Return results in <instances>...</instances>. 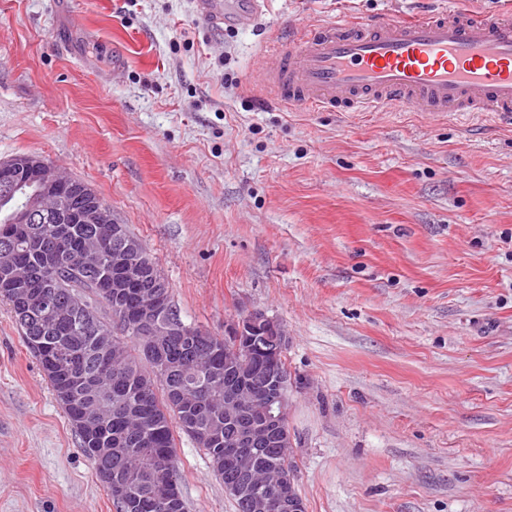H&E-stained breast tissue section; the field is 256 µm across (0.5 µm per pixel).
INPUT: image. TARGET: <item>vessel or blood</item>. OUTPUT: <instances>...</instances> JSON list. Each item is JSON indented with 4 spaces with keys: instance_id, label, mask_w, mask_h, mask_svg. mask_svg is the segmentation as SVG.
Listing matches in <instances>:
<instances>
[{
    "instance_id": "vessel-or-blood-1",
    "label": "vessel or blood",
    "mask_w": 512,
    "mask_h": 512,
    "mask_svg": "<svg viewBox=\"0 0 512 512\" xmlns=\"http://www.w3.org/2000/svg\"><path fill=\"white\" fill-rule=\"evenodd\" d=\"M262 0H200L212 23L255 22ZM262 83L281 106L512 114V19L433 12L343 20L295 32L268 52Z\"/></svg>"
}]
</instances>
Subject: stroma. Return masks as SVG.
Instances as JSON below:
<instances>
[{"label":"stroma","instance_id":"stroma-1","mask_svg":"<svg viewBox=\"0 0 512 512\" xmlns=\"http://www.w3.org/2000/svg\"><path fill=\"white\" fill-rule=\"evenodd\" d=\"M512 16V0H0V160L90 183L185 324L286 329L306 512H512V124L492 112H310L267 47L346 17ZM186 512H235L176 434ZM0 512H116L0 302ZM265 0H200L199 9L212 23L228 25L255 22L262 12Z\"/></svg>","mask_w":512,"mask_h":512}]
</instances>
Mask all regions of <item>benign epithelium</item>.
I'll return each instance as SVG.
<instances>
[{
    "mask_svg": "<svg viewBox=\"0 0 512 512\" xmlns=\"http://www.w3.org/2000/svg\"><path fill=\"white\" fill-rule=\"evenodd\" d=\"M0 173L5 176L0 182V198L17 203L9 220L17 226V231L0 240V256L5 257V261H0L1 292L13 294L21 287L7 257L14 255L22 244L30 243L26 225H48L47 237L58 242L67 235L66 224L71 219L83 224H98L100 239L117 244L112 253L113 269L124 277L132 273L145 275L152 288L149 299L138 308L128 310L115 302L109 313L118 322L135 327L140 336H179L188 349L194 348L195 342L188 329L170 318L165 301L167 280L156 261L143 242L129 236L124 225L106 215L92 187L73 181L50 162L32 155L1 160ZM78 267L77 261L52 251L42 273L43 292L32 309L44 318L57 315L61 305L56 296L65 282L63 271ZM224 340L238 355L247 352L263 355L268 361V369L244 386L237 376L236 366L226 363L224 370L212 371L203 382L202 389L206 392L224 387V436L202 424L191 411L186 413L183 425L207 445L222 439L224 447L239 449L237 473L228 486L248 503L253 512H305L293 474L284 477L272 494L254 480L256 458L252 449L289 447L286 400L280 398L284 384L276 367V360L287 341L286 333L276 320L252 313L235 320L228 327ZM96 474L99 481L110 486L116 495L129 498L126 483L112 473V466H101ZM149 498L154 503L162 502L170 512L181 500L175 483L161 491H151Z\"/></svg>",
    "mask_w": 512,
    "mask_h": 512,
    "instance_id": "1",
    "label": "benign epithelium"
}]
</instances>
